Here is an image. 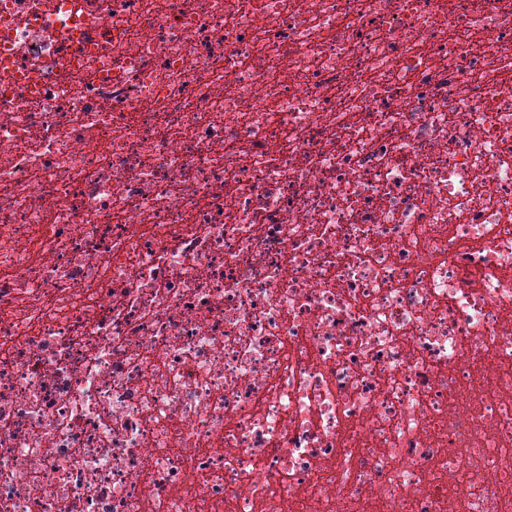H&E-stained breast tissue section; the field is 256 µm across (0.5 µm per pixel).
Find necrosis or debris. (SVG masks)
Here are the masks:
<instances>
[{
	"label": "necrosis or debris",
	"instance_id": "4bbe7bcc",
	"mask_svg": "<svg viewBox=\"0 0 512 512\" xmlns=\"http://www.w3.org/2000/svg\"><path fill=\"white\" fill-rule=\"evenodd\" d=\"M0 512H512V0H0Z\"/></svg>",
	"mask_w": 512,
	"mask_h": 512
}]
</instances>
